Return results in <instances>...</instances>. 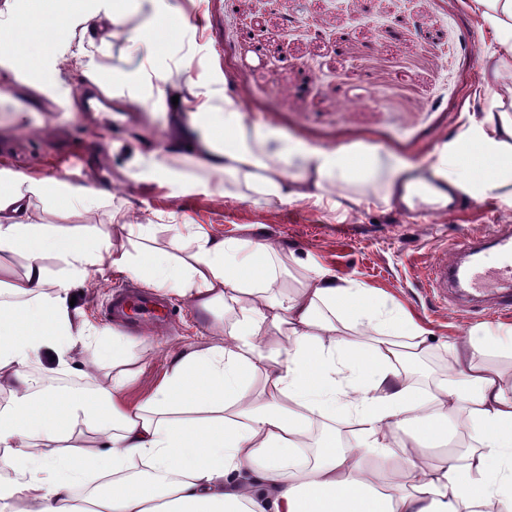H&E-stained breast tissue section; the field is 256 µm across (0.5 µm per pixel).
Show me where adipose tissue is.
Returning <instances> with one entry per match:
<instances>
[{"label": "adipose tissue", "mask_w": 512, "mask_h": 512, "mask_svg": "<svg viewBox=\"0 0 512 512\" xmlns=\"http://www.w3.org/2000/svg\"><path fill=\"white\" fill-rule=\"evenodd\" d=\"M491 31L486 102L451 147L427 160L434 177L493 193L512 186V0H463ZM164 0H6L0 34L40 44L37 55L0 47V65L29 85L64 88L71 59L95 78L86 35L141 25L130 37L144 55L112 82L131 103L178 101L164 150L138 132L130 167L176 178L192 160L232 179L224 197L321 203L338 191L358 206L392 203L406 162L370 149L310 150L273 128L246 125L227 82L202 75L179 83L191 56L175 57L156 30ZM108 189L10 176L0 182V512H512V376L485 364L512 356V327L471 329L451 346L452 364L417 384L412 363L429 332L398 303L360 284L311 269L297 288L267 283L274 245L216 237L194 224L169 248L149 242L154 225L116 213L126 245L91 227L39 224L33 202L91 212ZM61 267L50 272L48 260ZM115 272L187 298L210 314L206 346L175 351L151 396L126 399L138 357L130 340L85 319L73 305L89 272ZM94 349L106 383L50 387L75 353ZM355 426L343 438L336 423Z\"/></svg>", "instance_id": "ef3b65f1"}]
</instances>
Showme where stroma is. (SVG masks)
I'll return each mask as SVG.
<instances>
[{"instance_id":"35a3bbf8","label":"stroma","mask_w":512,"mask_h":512,"mask_svg":"<svg viewBox=\"0 0 512 512\" xmlns=\"http://www.w3.org/2000/svg\"><path fill=\"white\" fill-rule=\"evenodd\" d=\"M188 18L199 19L194 65L189 78L204 72L232 82L245 123L271 126L314 150L366 147L391 153L427 171L424 159L452 143L469 113L478 108L475 91L484 83L481 53L491 41L482 22L462 0H173ZM477 37L475 52L461 46L466 32ZM94 61L104 82L140 63L128 37L98 31ZM27 77L0 66V168L36 179L60 177L65 159L78 167L76 182L108 187L110 205L88 214L60 211L50 200L36 201L42 224L109 225L121 245L112 210L132 205L140 222L155 225V241L166 247L175 234L172 216L202 224L217 236L254 239L278 247L287 260L274 285L297 287L306 267L321 266L337 279L356 280L374 293L401 303L434 340L423 373L448 368V345L470 328L512 325L510 313H472L436 303L425 288L427 269L442 240L476 237L494 225H512V206L503 196H474L456 213L437 212L414 223L378 200L332 212L313 205L259 209L246 201L219 197L217 178L189 168L186 181L137 178L123 143L130 128H141L155 147L167 138L165 106L116 101L123 122L101 126L80 94L82 75L68 92L45 86L41 124H10ZM120 274L90 273L74 293L86 318L103 327V315ZM173 322L156 334L132 337L139 357L125 394L145 400L168 367L171 354L205 342L209 316L174 299Z\"/></svg>"}]
</instances>
